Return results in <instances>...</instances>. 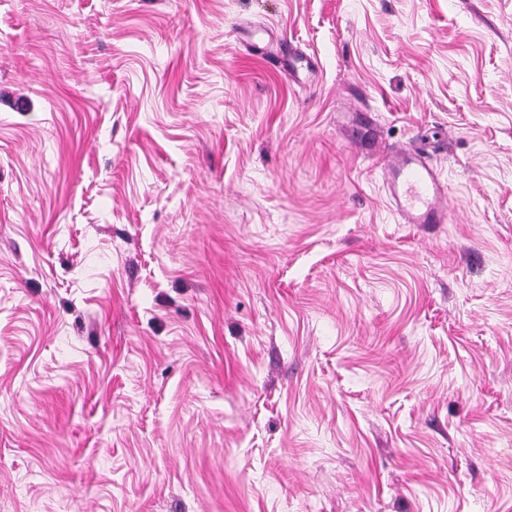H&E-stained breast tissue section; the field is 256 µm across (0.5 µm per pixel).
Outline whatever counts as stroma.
<instances>
[{
  "instance_id": "1",
  "label": "stroma",
  "mask_w": 512,
  "mask_h": 512,
  "mask_svg": "<svg viewBox=\"0 0 512 512\" xmlns=\"http://www.w3.org/2000/svg\"><path fill=\"white\" fill-rule=\"evenodd\" d=\"M0 512H512V0H0ZM379 169L390 205L404 224L448 223V188L419 150L383 151Z\"/></svg>"
}]
</instances>
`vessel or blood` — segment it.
<instances>
[{
	"mask_svg": "<svg viewBox=\"0 0 512 512\" xmlns=\"http://www.w3.org/2000/svg\"><path fill=\"white\" fill-rule=\"evenodd\" d=\"M379 169L389 203L403 223H447V185L422 152L408 146L385 151Z\"/></svg>",
	"mask_w": 512,
	"mask_h": 512,
	"instance_id": "vessel-or-blood-1",
	"label": "vessel or blood"
}]
</instances>
